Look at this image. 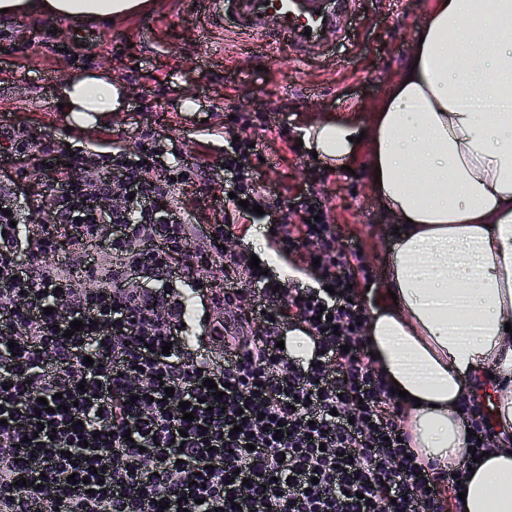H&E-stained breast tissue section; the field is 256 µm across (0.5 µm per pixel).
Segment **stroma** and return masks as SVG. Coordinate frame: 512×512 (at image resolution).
<instances>
[{
    "mask_svg": "<svg viewBox=\"0 0 512 512\" xmlns=\"http://www.w3.org/2000/svg\"><path fill=\"white\" fill-rule=\"evenodd\" d=\"M434 0H361L351 34L333 52L298 60L287 45L261 54L241 49L233 35L211 28L199 0H149L147 8L81 25L29 14L0 17V122L29 134L36 149L81 150L87 166L105 165L112 140L135 147L143 132L174 141L185 159L219 172L238 135L229 112H258L252 134L263 156L256 171L273 192L311 191L339 227V244L357 246L372 274L362 292L375 306L385 277L389 224L369 186V146L350 171L326 168L293 140L320 118L368 119L404 68ZM104 69L127 95L114 112L73 123L59 109L63 82ZM285 124L288 139L267 142L263 125ZM223 182L176 189L177 204L203 237L217 215Z\"/></svg>",
    "mask_w": 512,
    "mask_h": 512,
    "instance_id": "stroma-1",
    "label": "stroma"
}]
</instances>
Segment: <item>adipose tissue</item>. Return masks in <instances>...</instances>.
<instances>
[{"mask_svg":"<svg viewBox=\"0 0 512 512\" xmlns=\"http://www.w3.org/2000/svg\"><path fill=\"white\" fill-rule=\"evenodd\" d=\"M143 3L0 0V8L80 23ZM419 34L418 64H407L368 121L323 118L305 140L340 167L364 136L370 165L381 170L370 187L398 232L385 259L387 293L368 313L367 334L379 368L407 392L399 404L412 448L462 471L466 501L452 512H512V446L471 461L458 413L475 378L492 373L497 428L512 437V110L468 107L512 88V0H435ZM123 95L101 71L61 89L79 122L112 111Z\"/></svg>","mask_w":512,"mask_h":512,"instance_id":"1","label":"adipose tissue"}]
</instances>
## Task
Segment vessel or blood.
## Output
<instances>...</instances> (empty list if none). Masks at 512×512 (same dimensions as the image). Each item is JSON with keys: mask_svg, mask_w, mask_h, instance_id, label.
I'll use <instances>...</instances> for the list:
<instances>
[{"mask_svg": "<svg viewBox=\"0 0 512 512\" xmlns=\"http://www.w3.org/2000/svg\"><path fill=\"white\" fill-rule=\"evenodd\" d=\"M212 19L232 16L237 38L246 45L288 43L296 57L329 52L347 37L358 0H202Z\"/></svg>", "mask_w": 512, "mask_h": 512, "instance_id": "1", "label": "vessel or blood"}]
</instances>
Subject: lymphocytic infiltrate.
Instances as JSON below:
<instances>
[{"mask_svg": "<svg viewBox=\"0 0 512 512\" xmlns=\"http://www.w3.org/2000/svg\"><path fill=\"white\" fill-rule=\"evenodd\" d=\"M234 123L232 197L197 243L173 191L206 172L161 134L113 145L107 176L0 125L10 162L46 176L53 197L44 219L22 223L20 187L0 175V512H446L460 491V472L411 455L373 365L363 256L337 249L320 200L301 192L287 207L270 193L254 175L251 113ZM258 205L269 230L255 269L251 249L225 244L244 239ZM63 241L77 262H56ZM293 256L311 282L273 264ZM187 272L198 288L224 282L209 301L238 359L191 351L192 314L169 292ZM293 330L315 341L312 362L278 348Z\"/></svg>", "mask_w": 512, "mask_h": 512, "instance_id": "f902f5d3", "label": "lymphocytic infiltrate"}]
</instances>
